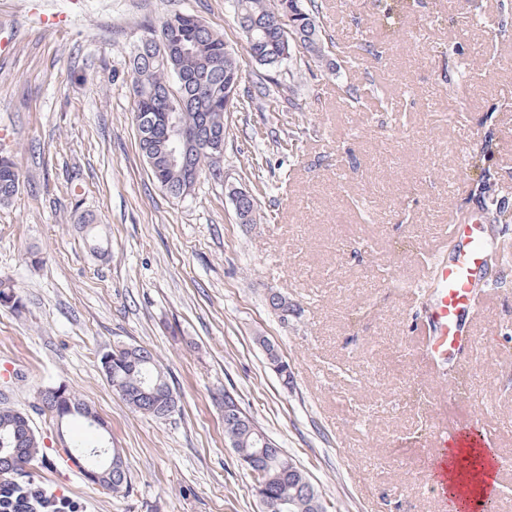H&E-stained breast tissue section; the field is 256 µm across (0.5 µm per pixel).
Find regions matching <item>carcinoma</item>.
<instances>
[{
  "label": "carcinoma",
  "instance_id": "carcinoma-1",
  "mask_svg": "<svg viewBox=\"0 0 512 512\" xmlns=\"http://www.w3.org/2000/svg\"><path fill=\"white\" fill-rule=\"evenodd\" d=\"M234 13L261 22L274 13L295 6L301 13L295 27L252 32L241 30L248 55L264 67L267 74L255 85L254 99L270 96L299 107L301 69L294 67L275 76L283 64L278 57L284 47H293V39L301 41L309 51V59L300 64L334 69L324 46L330 39L320 19L318 0H231ZM153 40L140 44L132 63L131 85L134 95V120L138 146L153 181L170 196L181 198L195 184L187 180L182 169L170 166L162 130L167 113L180 112L183 124L205 137L226 138L225 114L230 111L228 94L241 79L237 59L228 53L224 37L213 32L192 13H176L150 32ZM493 155L492 139H484L478 151L471 154V167L480 171L475 191L494 197L495 186L488 177ZM188 164L198 174L210 170L211 158L206 151H192ZM20 171L8 156H0V203L11 201L18 193ZM268 364L279 375L283 385L291 384L288 362L282 360L274 346L265 345ZM101 369L112 388L132 409L159 419L172 416L179 409L177 398L162 364L147 348L116 345L105 351ZM40 409L48 411L60 426L80 420L90 430L89 438L61 437V447L71 451L81 462L90 479L115 495L129 490L128 471L116 448L108 449L112 458L110 470L95 466L89 451L102 446L106 430L97 426L101 419L91 406L74 392H63L61 386H48L39 393ZM261 428L254 419L243 421L238 416L237 400L224 395V435L233 446L241 464L257 474L255 490L265 512H314L308 488L300 474L280 466L281 461L294 462L280 448L262 447ZM43 440L31 426L26 413L0 403V512H76L63 497L46 493L30 480L29 469L43 461Z\"/></svg>",
  "mask_w": 512,
  "mask_h": 512
}]
</instances>
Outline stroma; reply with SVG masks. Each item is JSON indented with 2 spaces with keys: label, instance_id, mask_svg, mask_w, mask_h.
Wrapping results in <instances>:
<instances>
[{
  "label": "stroma",
  "instance_id": "stroma-1",
  "mask_svg": "<svg viewBox=\"0 0 512 512\" xmlns=\"http://www.w3.org/2000/svg\"><path fill=\"white\" fill-rule=\"evenodd\" d=\"M386 3L322 0L336 68L305 74L297 112L245 96L261 68L226 0H0V153L21 171L0 204V277L20 300L0 305V400L44 441L35 484L77 512H262L224 437L230 395L326 512H454L429 481L433 434L483 421L508 462L495 512H512V269L455 379L420 348L433 251L453 218L491 203L468 164L484 133L495 201L512 209V0H405L394 32L379 23ZM179 12L223 35L242 94L218 175L175 199L139 151L130 59L147 26ZM231 185L256 197L255 223H239ZM273 291L288 318L267 306ZM117 344L162 361L172 417L135 412L113 390L100 357ZM51 384L98 412L129 494L63 461L38 406ZM416 391L420 410L406 399Z\"/></svg>",
  "mask_w": 512,
  "mask_h": 512
}]
</instances>
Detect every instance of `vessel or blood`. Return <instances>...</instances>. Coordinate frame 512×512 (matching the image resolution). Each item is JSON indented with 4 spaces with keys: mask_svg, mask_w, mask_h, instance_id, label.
Returning <instances> with one entry per match:
<instances>
[{
    "mask_svg": "<svg viewBox=\"0 0 512 512\" xmlns=\"http://www.w3.org/2000/svg\"><path fill=\"white\" fill-rule=\"evenodd\" d=\"M449 233L456 242L451 256L437 261L427 272L432 297L425 310L430 342L427 356L454 367L463 361L474 318L475 299L485 288V259L492 251L494 238L482 211L451 225ZM489 436L481 422L445 430L434 439L429 463V478L440 494L448 492V451L452 448L488 446ZM494 490L479 494L460 488L456 494L457 512H493Z\"/></svg>",
    "mask_w": 512,
    "mask_h": 512,
    "instance_id": "vessel-or-blood-1",
    "label": "vessel or blood"
}]
</instances>
